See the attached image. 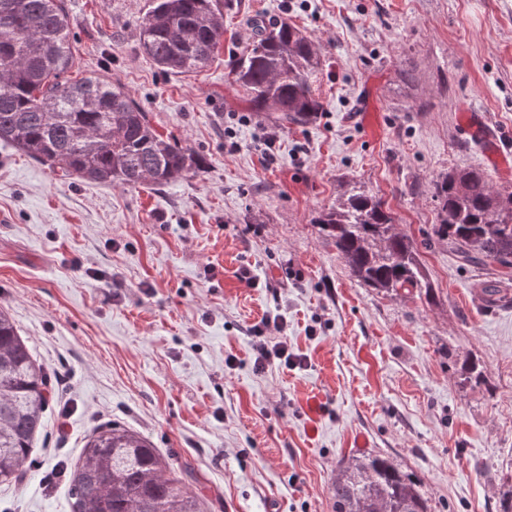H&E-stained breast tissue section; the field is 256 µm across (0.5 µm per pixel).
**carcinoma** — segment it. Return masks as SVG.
<instances>
[{
	"label": "carcinoma",
	"instance_id": "1",
	"mask_svg": "<svg viewBox=\"0 0 512 512\" xmlns=\"http://www.w3.org/2000/svg\"><path fill=\"white\" fill-rule=\"evenodd\" d=\"M232 0H151L139 45L165 73L204 70L224 42ZM251 48L228 65L249 92L251 111L307 124L323 103L311 86L319 57L311 38L286 21H253ZM65 0H0V142L50 169L98 184L163 186L200 172L188 147L163 138L148 113L103 75L73 81ZM439 223L433 236L482 265L512 268V208L490 214L502 194L488 173L467 168L434 183ZM360 284L434 302L419 244L395 231L383 199L352 188L318 219ZM460 384L484 372L465 362ZM49 377L8 312L0 310V483L23 474L49 405ZM72 512H204L198 495L147 438L121 426L98 429L65 475ZM335 512H430L413 474L394 460L363 454L341 464L332 485Z\"/></svg>",
	"mask_w": 512,
	"mask_h": 512
}]
</instances>
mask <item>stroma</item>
<instances>
[{
  "label": "stroma",
  "instance_id": "1",
  "mask_svg": "<svg viewBox=\"0 0 512 512\" xmlns=\"http://www.w3.org/2000/svg\"><path fill=\"white\" fill-rule=\"evenodd\" d=\"M67 4L70 78L120 82L203 168L161 188L100 185L0 143V308L52 388L0 512H71L53 471L112 423L188 469L206 512H333L339 463L363 449L415 473L432 512H500L512 271L434 239L432 192L471 167L512 192L458 122L462 107L481 113L512 152V0H234L223 48L188 77L142 54L148 0ZM256 15L314 40L325 110L313 123L258 116L228 78ZM352 185L423 242L435 304L350 276L317 219ZM276 314L304 364L259 371L251 329ZM470 356L487 385H459Z\"/></svg>",
  "mask_w": 512,
  "mask_h": 512
}]
</instances>
